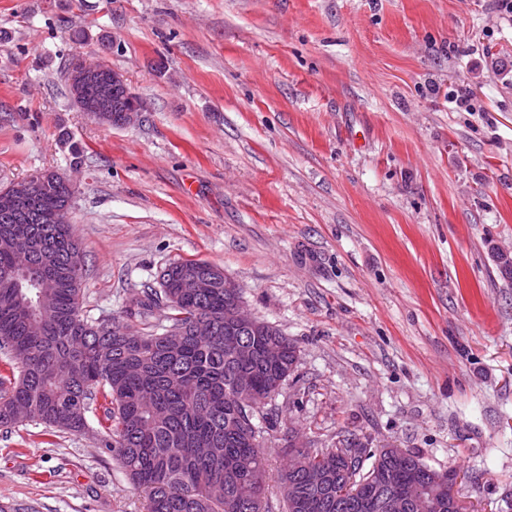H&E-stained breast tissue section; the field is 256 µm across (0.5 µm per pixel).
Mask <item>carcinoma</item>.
<instances>
[{"label":"carcinoma","mask_w":512,"mask_h":512,"mask_svg":"<svg viewBox=\"0 0 512 512\" xmlns=\"http://www.w3.org/2000/svg\"><path fill=\"white\" fill-rule=\"evenodd\" d=\"M137 101L128 87H111L107 124L123 120ZM37 180L25 223L0 211V350L11 373L0 375V428L35 420L79 433L100 403L105 446L147 494L148 512H269L262 502L271 481L288 512H358L360 488L372 492L368 512H385L382 479L393 469L397 485L418 486L411 494L448 498V473L417 469L411 452L367 449L347 471L334 449H308L270 476L261 428L242 422L237 399L258 418L259 397L275 398L293 375L297 345L274 326L226 321L234 295L224 289V270L204 260L165 267L159 288L136 302L135 338L113 319H85L84 254L65 218L72 190L51 172ZM187 278H209L211 286L187 294ZM158 307L169 310L163 330L151 321ZM275 340L280 355L269 361L265 349ZM237 342L254 353L245 367L233 357ZM310 468L326 471L336 486L308 484Z\"/></svg>","instance_id":"obj_1"}]
</instances>
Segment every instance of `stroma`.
Segmentation results:
<instances>
[{"mask_svg": "<svg viewBox=\"0 0 512 512\" xmlns=\"http://www.w3.org/2000/svg\"><path fill=\"white\" fill-rule=\"evenodd\" d=\"M80 39H73V32ZM103 63L144 110L73 104ZM470 89L474 111L452 97ZM82 149L73 158L62 132ZM72 183L82 314L136 328L171 262L223 268L300 349L264 408L289 433L354 435L463 475L512 512V14L497 0H0V188ZM0 429V512H147L102 444ZM74 69L77 70L71 74L69 89L71 91V97L75 106L79 109L80 112H84V93L91 106L95 107L100 103L98 99V81L97 78H94L87 82L88 75L90 74L89 70H93L94 68L77 66ZM85 83L86 86L84 91Z\"/></svg>", "mask_w": 512, "mask_h": 512, "instance_id": "1", "label": "stroma"}]
</instances>
